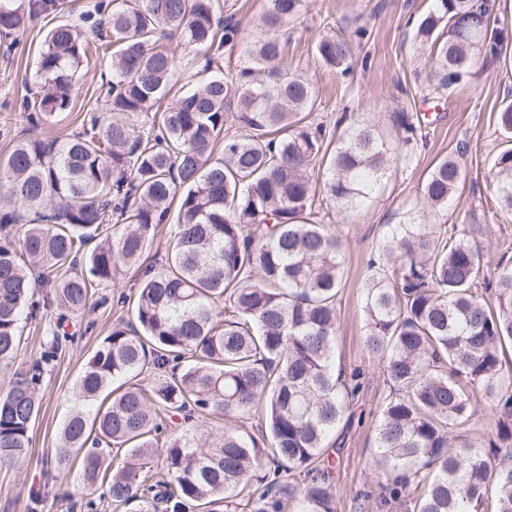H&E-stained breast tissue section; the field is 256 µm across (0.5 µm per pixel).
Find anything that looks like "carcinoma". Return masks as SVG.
Here are the masks:
<instances>
[{
  "label": "carcinoma",
  "instance_id": "obj_1",
  "mask_svg": "<svg viewBox=\"0 0 512 512\" xmlns=\"http://www.w3.org/2000/svg\"><path fill=\"white\" fill-rule=\"evenodd\" d=\"M304 2L266 0L260 22L273 35L249 51L256 67L234 73L218 59L239 28L219 0H97L79 22L48 31L37 91L23 103L32 132L0 156V368L18 358L22 315L58 314L40 357L0 394V469L27 455L45 367L72 339L69 316L132 270L131 320L79 376L54 466L78 468L116 509L283 512L288 498L296 512H336L328 438L361 382L335 369L343 242L313 210L364 203L423 134L414 113L395 112L392 129L357 119L329 150L326 127L307 122L312 83L277 66V32ZM433 2L416 39L430 48L431 92L443 95L512 38L491 0ZM62 7L0 0V39L13 47ZM174 39L205 51V67L220 74L162 110ZM92 53L112 71L104 107L87 109L81 130L62 139L34 134L71 110L75 74ZM316 56L347 73L352 40H323ZM229 122L237 133L225 132ZM498 125L512 137V102ZM491 174L512 212V148L495 155ZM460 180L458 160H440L422 187L428 208L448 206ZM163 224L165 254L147 265ZM487 228L409 216L387 226L367 261L363 346L390 393L375 427L378 481L363 498L382 508L512 512V263L485 274ZM46 280L51 294L39 293ZM479 406L494 421L481 442L470 437ZM254 415L260 440L202 425ZM114 447L124 451L116 467Z\"/></svg>",
  "mask_w": 512,
  "mask_h": 512
}]
</instances>
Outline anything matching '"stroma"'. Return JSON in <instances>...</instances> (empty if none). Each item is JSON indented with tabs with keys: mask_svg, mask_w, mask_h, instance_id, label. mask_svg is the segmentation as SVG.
I'll list each match as a JSON object with an SVG mask.
<instances>
[{
	"mask_svg": "<svg viewBox=\"0 0 512 512\" xmlns=\"http://www.w3.org/2000/svg\"><path fill=\"white\" fill-rule=\"evenodd\" d=\"M94 0H66L62 15H44L30 24L18 47L0 46V155L14 140L26 135L27 124L15 106L32 78L47 31L59 19L77 20ZM224 17L240 27V40L225 69L235 71L251 63L248 50L262 38L257 19L264 0H222ZM431 6V0H306L300 17L285 33L286 53L282 69L300 72L312 82L317 95L316 121L335 129L344 116L365 115L378 119L391 112H420L429 123L427 134L409 165L398 167L371 198L355 212L326 208L322 223L340 225L344 236V273L336 303V367L344 374L361 372L363 389L351 408V421L340 432V459L333 472L337 512H377L373 503H360V493L374 483L369 460L379 409L389 394L377 362L363 349L364 315L362 290L366 262L386 225L397 224L409 210L421 211L425 203L420 187L434 163L445 156L458 158L462 187L447 208L429 214L433 224H486L489 266L503 256L502 243L512 241V213L499 209L493 195L490 169L494 155L507 142L497 125V114L512 101V47L506 57L479 62L472 78L452 95L426 99L423 90L430 71L429 51L413 39L415 21ZM363 26L368 36L353 44V70L324 65L316 46L325 37L352 34ZM100 64H85L74 90L72 109L45 131L46 138L67 134L93 106L101 82ZM137 276L125 272L114 285L100 289L105 305L86 315L71 316L77 331L41 388V410L32 424L31 448L17 468L0 471V512H88L90 498L76 471L53 469L58 432L76 403L75 385L91 352L113 327L128 315L117 303L122 293L136 289ZM39 490L41 501L32 505L29 494Z\"/></svg>",
	"mask_w": 512,
	"mask_h": 512,
	"instance_id": "obj_1",
	"label": "stroma"
}]
</instances>
